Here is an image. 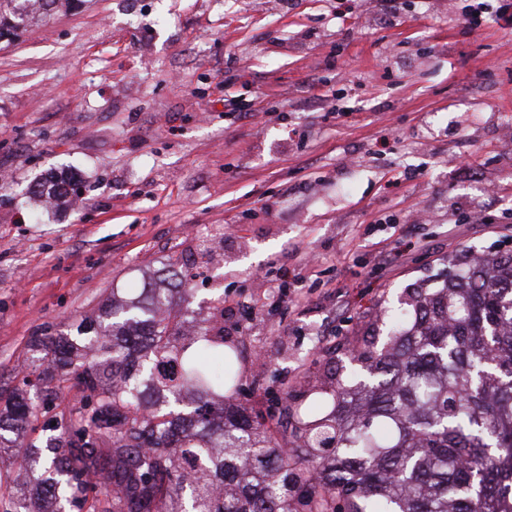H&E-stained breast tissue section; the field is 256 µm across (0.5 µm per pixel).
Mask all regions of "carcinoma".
<instances>
[{"label": "carcinoma", "instance_id": "1", "mask_svg": "<svg viewBox=\"0 0 512 512\" xmlns=\"http://www.w3.org/2000/svg\"><path fill=\"white\" fill-rule=\"evenodd\" d=\"M71 4L0 0V39ZM181 285L170 271L122 301L112 288L96 320L31 338L33 369L0 404L20 421L61 411L34 440L0 418L1 448H38L21 453L19 482L78 512L92 475L103 512H512V253L414 289L381 348L349 351L371 381L337 380L331 408L288 411L286 442L231 402L224 330L204 319L183 334Z\"/></svg>", "mask_w": 512, "mask_h": 512}]
</instances>
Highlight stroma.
<instances>
[{
  "label": "stroma",
  "instance_id": "stroma-1",
  "mask_svg": "<svg viewBox=\"0 0 512 512\" xmlns=\"http://www.w3.org/2000/svg\"><path fill=\"white\" fill-rule=\"evenodd\" d=\"M476 6L81 0L0 40V384L165 266L195 312L223 296L238 403L355 379L407 289L512 251V22ZM64 170L67 206L30 199ZM17 458L0 512L32 495Z\"/></svg>",
  "mask_w": 512,
  "mask_h": 512
}]
</instances>
